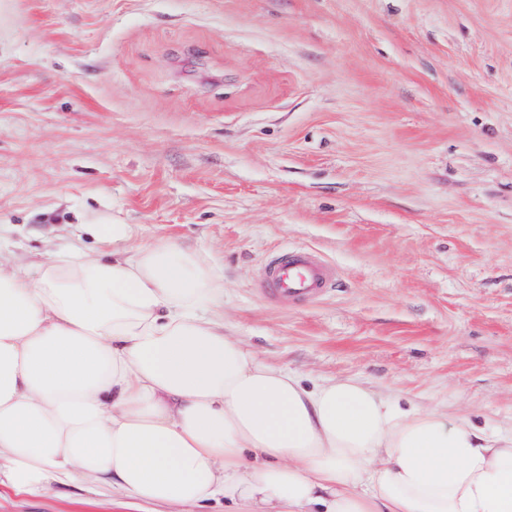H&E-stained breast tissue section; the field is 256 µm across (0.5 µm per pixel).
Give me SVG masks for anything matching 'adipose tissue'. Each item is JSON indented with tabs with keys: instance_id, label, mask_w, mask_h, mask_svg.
Wrapping results in <instances>:
<instances>
[{
	"instance_id": "1",
	"label": "adipose tissue",
	"mask_w": 512,
	"mask_h": 512,
	"mask_svg": "<svg viewBox=\"0 0 512 512\" xmlns=\"http://www.w3.org/2000/svg\"><path fill=\"white\" fill-rule=\"evenodd\" d=\"M133 236L101 219L26 268L0 256V488L222 497L241 512H512V431L400 409L356 378L305 386L225 335L200 254Z\"/></svg>"
}]
</instances>
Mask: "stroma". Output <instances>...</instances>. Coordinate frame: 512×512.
I'll return each mask as SVG.
<instances>
[{
  "label": "stroma",
  "instance_id": "obj_1",
  "mask_svg": "<svg viewBox=\"0 0 512 512\" xmlns=\"http://www.w3.org/2000/svg\"><path fill=\"white\" fill-rule=\"evenodd\" d=\"M109 217L210 261L225 334L305 384L512 430V0H0V253ZM287 247L334 287L262 294Z\"/></svg>",
  "mask_w": 512,
  "mask_h": 512
}]
</instances>
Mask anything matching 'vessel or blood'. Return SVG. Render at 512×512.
I'll use <instances>...</instances> for the list:
<instances>
[{"instance_id": "1", "label": "vessel or blood", "mask_w": 512, "mask_h": 512, "mask_svg": "<svg viewBox=\"0 0 512 512\" xmlns=\"http://www.w3.org/2000/svg\"><path fill=\"white\" fill-rule=\"evenodd\" d=\"M335 275L314 252L287 248L265 261L258 284L261 291L286 305L320 297L332 287Z\"/></svg>"}]
</instances>
